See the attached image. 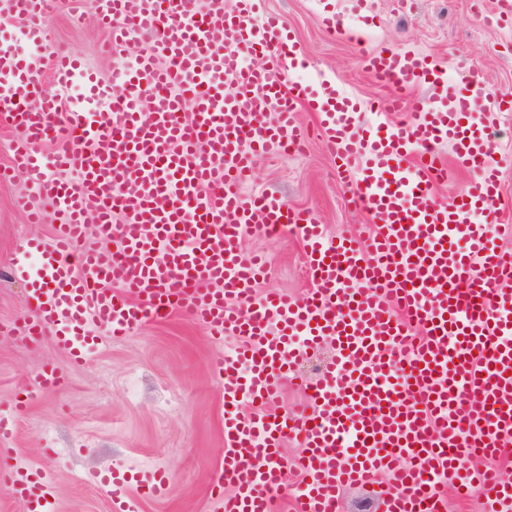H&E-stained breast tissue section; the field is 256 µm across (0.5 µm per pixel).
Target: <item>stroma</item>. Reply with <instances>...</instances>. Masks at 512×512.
<instances>
[{"label":"stroma","mask_w":512,"mask_h":512,"mask_svg":"<svg viewBox=\"0 0 512 512\" xmlns=\"http://www.w3.org/2000/svg\"><path fill=\"white\" fill-rule=\"evenodd\" d=\"M494 0H369V20L361 22L354 0H257L260 14L276 15L293 34L306 59L305 82L314 89L332 83L362 101L382 98L360 63L365 50L394 49L429 56L453 81H480L491 100L512 101V25L480 22ZM63 0L50 26V49L63 48L92 61L109 79L114 60L104 46L109 37L93 12L74 19ZM342 26L327 34L324 20ZM501 134L493 152L499 161V209L512 220V111L490 112ZM297 121L310 131L303 153L261 160L245 185L281 196L292 208L317 214L330 235L365 231V218L351 199L346 175L337 172L315 134L317 113L301 108ZM30 190L23 174L0 180V323L33 319L24 281L9 274L26 238L50 239L56 217L46 210L30 224L24 204ZM244 253H263L270 270L257 292L300 295L308 291L301 242L287 234L254 233L242 241ZM224 345L204 327L175 311L151 319L132 335H102L84 364L70 361L51 337L32 343L21 335H0V412L11 414L18 395L31 393L11 436L0 441L11 466L40 474L49 485L47 512H112L101 487L88 474L123 468L142 475L168 473V492L141 497L139 512H215L211 480L224 458V396L213 372ZM46 368L65 374V387L36 390L35 376Z\"/></svg>","instance_id":"1"}]
</instances>
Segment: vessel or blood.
<instances>
[{
    "instance_id": "b4317fda",
    "label": "vessel or blood",
    "mask_w": 512,
    "mask_h": 512,
    "mask_svg": "<svg viewBox=\"0 0 512 512\" xmlns=\"http://www.w3.org/2000/svg\"><path fill=\"white\" fill-rule=\"evenodd\" d=\"M57 3L0 0V27L20 24L27 40L44 42ZM95 8L111 31L105 50L120 61L121 96L67 52L23 58L0 42V115L18 130L12 163L32 185L29 217L40 221L47 202L58 220L53 238L27 241L14 265L31 282L36 311L25 335L50 334L80 363L98 329L120 338L179 309L214 340H234L216 368L217 512H272L288 488L296 512H340L348 488L372 492L381 512H447L442 488L471 485L492 512H512V482L484 466L512 450V254L496 242L500 175L482 90L444 82L428 57L367 51L363 68L386 91L377 111L405 115L369 127L367 104L332 84L317 94L292 81L301 52L276 17L258 16L255 0L229 11L224 0ZM145 34L149 47L122 58ZM267 56L282 75L260 65ZM47 67L52 94L41 83ZM78 77L85 94L70 106L65 94ZM415 83L438 93L414 98ZM107 100L108 117L99 111ZM303 106L318 112L337 167L360 161L351 193L369 224L363 237L327 238L314 214L242 190L260 158L304 140ZM442 141L452 164L435 153ZM461 169L472 174L468 190L437 204L433 186ZM284 229L304 244L311 288L256 294L266 262L246 255L241 239ZM327 342L331 359L305 378L303 362ZM286 384L306 393V407L269 413ZM246 402L254 410L243 416ZM289 436L301 448L294 461L282 453ZM92 480L108 488L113 512H135L127 471ZM7 487L25 512H43L40 475L12 469Z\"/></svg>"
}]
</instances>
